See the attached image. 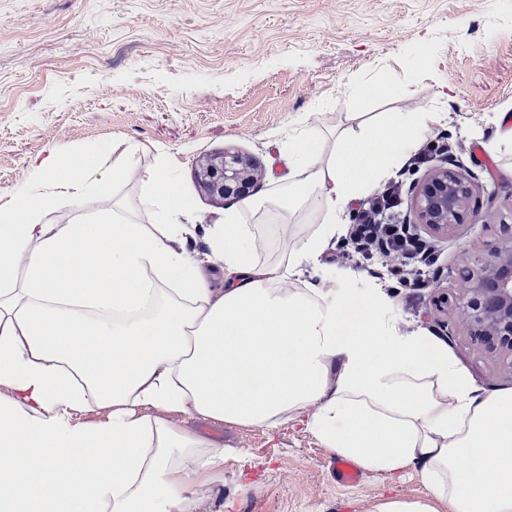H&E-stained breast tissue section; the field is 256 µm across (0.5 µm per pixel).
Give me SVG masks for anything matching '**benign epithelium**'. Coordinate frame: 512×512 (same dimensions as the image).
I'll use <instances>...</instances> for the list:
<instances>
[{
	"instance_id": "7a95c632",
	"label": "benign epithelium",
	"mask_w": 512,
	"mask_h": 512,
	"mask_svg": "<svg viewBox=\"0 0 512 512\" xmlns=\"http://www.w3.org/2000/svg\"><path fill=\"white\" fill-rule=\"evenodd\" d=\"M200 190L214 201L240 200L254 194L258 168L254 160L225 150L207 156L196 168ZM474 192L469 178L442 165L434 166L414 188L411 209L416 223L446 237L460 224ZM464 288L457 309L481 335L512 354V237L461 272Z\"/></svg>"
}]
</instances>
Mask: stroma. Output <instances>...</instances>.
Returning a JSON list of instances; mask_svg holds the SVG:
<instances>
[{"label":"stroma","instance_id":"obj_1","mask_svg":"<svg viewBox=\"0 0 512 512\" xmlns=\"http://www.w3.org/2000/svg\"><path fill=\"white\" fill-rule=\"evenodd\" d=\"M386 84L388 98L368 95ZM449 98H440V88ZM437 111L449 160L479 185L463 224L434 239V277L419 294L395 293L382 257L366 261L328 244L311 280L335 288L339 309L382 301L401 328L440 341L484 393L512 388V357L488 350L456 311L461 269L512 235V150L489 153L498 113H512V0H0V199L25 187L50 152L136 150L127 179L103 196L138 210L147 175L169 168L191 208L189 251L206 246L225 204L195 169L224 150L254 157L260 194L285 171L288 138L325 133L351 113ZM222 441L224 512H375L387 498L425 500L417 467L366 472L349 487L299 417L270 430L195 421Z\"/></svg>","mask_w":512,"mask_h":512}]
</instances>
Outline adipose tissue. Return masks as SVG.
<instances>
[{"label":"adipose tissue","mask_w":512,"mask_h":512,"mask_svg":"<svg viewBox=\"0 0 512 512\" xmlns=\"http://www.w3.org/2000/svg\"><path fill=\"white\" fill-rule=\"evenodd\" d=\"M441 120L391 112L328 149L289 137L278 206L316 227L284 263L258 258L263 198L226 211L188 253L190 203L163 170L140 199L152 223L117 204L94 223H43L59 201L83 206L100 173L122 181L133 150L113 145L106 171L91 153L42 159L0 205V512H196L224 485L225 448L179 414L270 429L305 414L365 469L418 465L429 499L376 512H435L436 500L512 512V389L480 393L447 347L402 332L383 304L346 336L332 289L283 285Z\"/></svg>","instance_id":"ef3b65f1"}]
</instances>
